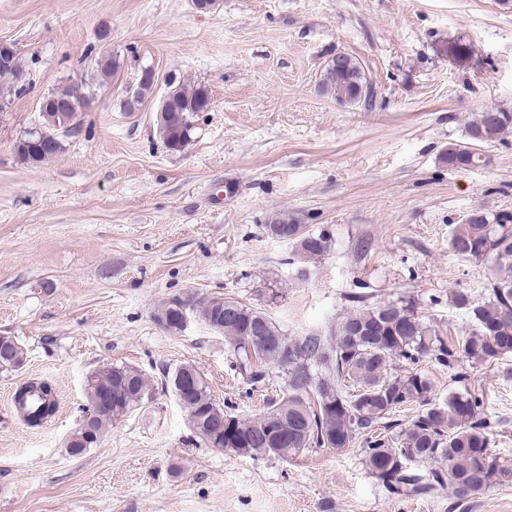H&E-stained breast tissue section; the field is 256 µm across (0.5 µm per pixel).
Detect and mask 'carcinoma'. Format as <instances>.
I'll return each mask as SVG.
<instances>
[{
  "instance_id": "obj_1",
  "label": "carcinoma",
  "mask_w": 512,
  "mask_h": 512,
  "mask_svg": "<svg viewBox=\"0 0 512 512\" xmlns=\"http://www.w3.org/2000/svg\"><path fill=\"white\" fill-rule=\"evenodd\" d=\"M120 63L112 56L95 62L98 84L114 75ZM367 78L353 57L339 53L325 68L321 86L336 99L347 103L364 100ZM86 95L79 86H65L42 98V122L30 138L15 144L18 159L28 167H39L62 153L60 134L65 132L61 115L74 118L79 130V114ZM211 93L207 85L183 84L171 78L160 100L155 121L163 144L180 152L192 141L194 118L209 110ZM512 130V112L490 108L469 121L465 141L450 144L443 162L454 169L487 166L490 157L481 147L502 139ZM269 235L288 239L298 257L308 262L330 252L332 239L325 231L307 230L295 217L283 212L265 225ZM451 250L459 257L481 262L489 271L490 299L472 303L464 294L453 302L468 310L474 329L466 335L449 337L420 315L413 302L399 300L363 305L336 323L326 338L308 334L290 339L266 312L232 297H210L202 302L191 296H176L166 302L156 317L175 319L180 310L201 321L224 337L232 351L233 366L252 384H260L276 371L283 381L284 396L266 412L243 419L220 406L201 373L192 365H181L168 376V384L186 376L196 380V390L182 403L191 426L204 442L212 443L217 416L233 423L236 440L223 450L251 458L281 460L301 456L312 448L344 449L364 430L390 419L397 409L411 404L418 414L394 436L367 442L364 460L367 469L392 495L435 498L449 492L461 506L507 474L500 458L491 450L489 425L484 414L483 393L464 389L443 401H435L430 379L418 365L430 359L445 368L465 360L486 365L507 360L512 355V213L488 212L475 208L451 232ZM0 351L8 359L0 369L23 366L24 350L11 336H0ZM404 371L388 372L393 363ZM106 386L120 390L112 409L89 411L72 433L69 453L82 454L101 438L113 421L126 415L151 396L153 387L146 375L127 365H105L87 380L86 395L94 404L98 391ZM354 391H347L348 387ZM38 388L43 400L34 412L24 414L33 425L52 415L55 400L45 383ZM273 416L288 425V442L265 441L263 433ZM429 464L425 470L415 467Z\"/></svg>"
}]
</instances>
